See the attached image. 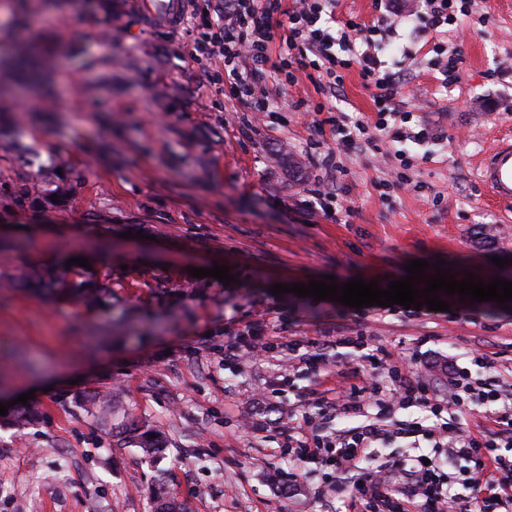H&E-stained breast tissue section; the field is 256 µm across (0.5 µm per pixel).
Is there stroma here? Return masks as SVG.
Returning <instances> with one entry per match:
<instances>
[{
  "label": "stroma",
  "instance_id": "35a3bbf8",
  "mask_svg": "<svg viewBox=\"0 0 512 512\" xmlns=\"http://www.w3.org/2000/svg\"><path fill=\"white\" fill-rule=\"evenodd\" d=\"M384 59L404 78L415 120L436 141L409 175L416 191L381 190L396 159L373 151L343 159L333 182L335 219L301 205L315 170L310 147L333 144L329 127L304 124L288 89L265 124H245L207 85L182 28L150 22L140 0H0V60L25 44L42 52L51 97L0 69V403L28 394L34 417L0 415V512H344L353 485L329 467L301 463L288 428L351 439L374 425L367 457L390 482L407 459L435 457L440 426L466 433L492 407L438 415L388 399L396 384L378 357L398 355L445 392L449 362L469 348L490 365L473 377H512V312L448 296L449 310L339 306L271 285L335 276L406 277L409 261L445 260L456 279L494 278L512 259V207L479 184L477 164L512 131V0H476L444 42L460 58L444 87L434 38L398 25ZM86 258L112 288L87 308L51 292L11 287L24 269H65ZM226 265L235 281L192 277ZM283 340L263 361L225 360L250 331ZM318 353L317 368L300 363ZM377 384L358 414L319 415L318 393L345 374ZM159 433L154 462L127 437L128 423Z\"/></svg>",
  "mask_w": 512,
  "mask_h": 512
}]
</instances>
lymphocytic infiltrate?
Here are the masks:
<instances>
[{"mask_svg":"<svg viewBox=\"0 0 512 512\" xmlns=\"http://www.w3.org/2000/svg\"><path fill=\"white\" fill-rule=\"evenodd\" d=\"M285 0H225L224 26L209 29L208 21L191 27L193 48L213 60L224 74L229 96L251 118L269 112L273 93L308 80L321 101L300 98L290 103L294 112L327 114V122L336 142L334 149L317 156L321 171L343 172L341 154L375 147L377 133L387 135L390 143L416 142L427 137L426 129L415 130L402 124L396 104L401 81L382 58L385 36L396 33L395 19H403L410 30L447 32L459 16L467 15L473 0H379L383 11L376 23L366 24L356 17L336 18V0H296L285 7ZM286 56L273 61L274 49ZM358 69L366 86L372 87L377 119L373 127L349 121L337 110L331 98L344 84L346 71ZM469 367L448 365V402L464 407L467 398L496 402L500 408L490 417V426L479 434H462L457 424H449L439 440L449 457L465 456L484 473L483 494L477 497L475 512H512V460L500 452L502 434L512 431V393L504 392L495 382L473 378L471 367L486 368L487 353L468 354ZM375 385L344 378L332 396L318 400L321 414L362 412L377 395ZM379 432L367 428L357 438L347 441L327 439L309 431L302 424L293 426L289 443L302 450L305 463L327 465L353 475L356 490L348 503V512H361L363 497H371L386 512H402L404 505L415 504L421 512H453L455 498L450 489L439 485L433 465L422 458L411 459L404 467L406 481L392 485L381 471L363 467L366 450L376 442Z\"/></svg>","mask_w":512,"mask_h":512,"instance_id":"lymphocytic-infiltrate-1","label":"lymphocytic infiltrate"}]
</instances>
